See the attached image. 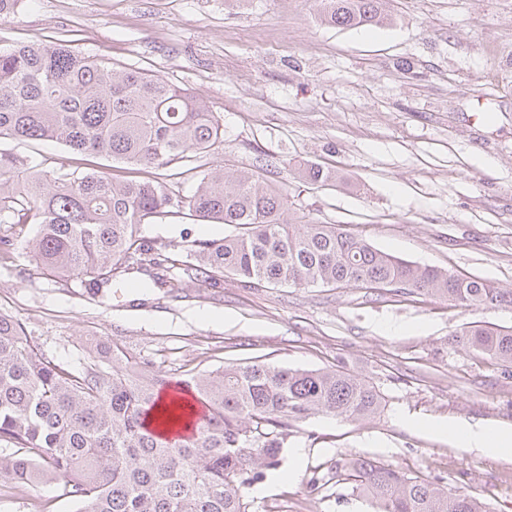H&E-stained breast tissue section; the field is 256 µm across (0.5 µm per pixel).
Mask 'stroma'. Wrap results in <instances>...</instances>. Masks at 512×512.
Returning <instances> with one entry per match:
<instances>
[{
    "label": "stroma",
    "mask_w": 512,
    "mask_h": 512,
    "mask_svg": "<svg viewBox=\"0 0 512 512\" xmlns=\"http://www.w3.org/2000/svg\"><path fill=\"white\" fill-rule=\"evenodd\" d=\"M391 26L322 24L317 0H23L0 17V45L68 41L114 66L188 88L224 122L203 167L251 168L287 190L296 214L340 224L421 265L512 287V0H390ZM0 150L68 170L128 174L100 155L51 141H0ZM344 179L320 186L297 164ZM185 251L229 234L179 215L145 225ZM99 304L35 272L19 251L0 262V313L21 318L47 357L76 365L109 339L131 362L178 379L266 360L345 367L384 395L363 422L314 415L290 428L279 468L249 491L248 512H372L330 483L353 456L383 460L512 512V454L459 447L434 424L512 428V375L449 340L482 318L512 325V309L485 315L417 295L361 288L247 290L233 278L162 291L122 288ZM303 457H296V449ZM327 477L312 491V473ZM72 512L57 484L0 480V512Z\"/></svg>",
    "instance_id": "obj_1"
}]
</instances>
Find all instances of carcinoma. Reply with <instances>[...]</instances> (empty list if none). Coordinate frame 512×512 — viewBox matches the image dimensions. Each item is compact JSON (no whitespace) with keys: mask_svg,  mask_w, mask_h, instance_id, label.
<instances>
[{"mask_svg":"<svg viewBox=\"0 0 512 512\" xmlns=\"http://www.w3.org/2000/svg\"><path fill=\"white\" fill-rule=\"evenodd\" d=\"M387 0H319L318 18L358 28L392 22ZM49 140L76 152L136 167L123 180L67 172L0 152V260L23 249L42 275L108 299L112 284L144 276L172 300L193 283L218 288L231 275L249 290L365 288L444 299L465 310L512 308V289L421 266L334 224L291 217L288 193L251 169L217 165L180 195L152 170L189 162L224 139L217 113L188 89L139 69L117 68L70 45L0 48V140ZM323 186L336 174L308 164ZM183 214L224 224L221 239H195L183 260L143 226ZM451 341L482 361L512 368V326L463 323ZM189 395L205 414L196 434L171 440ZM385 408L379 389L341 366L300 369L256 360L176 382L133 364L115 342L72 366L34 346L24 323L0 314V479L58 483L74 512H248L251 486L281 461L288 428L313 414L372 419ZM336 483L373 512H490L489 503L354 456L336 465Z\"/></svg>","mask_w":512,"mask_h":512,"instance_id":"carcinoma-1","label":"carcinoma"}]
</instances>
